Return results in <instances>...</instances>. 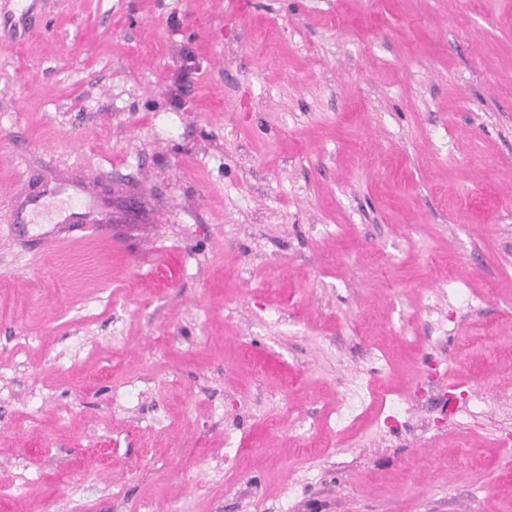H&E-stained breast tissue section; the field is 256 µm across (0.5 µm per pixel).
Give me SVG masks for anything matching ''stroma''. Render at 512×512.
<instances>
[{
    "label": "stroma",
    "instance_id": "35a3bbf8",
    "mask_svg": "<svg viewBox=\"0 0 512 512\" xmlns=\"http://www.w3.org/2000/svg\"><path fill=\"white\" fill-rule=\"evenodd\" d=\"M24 10L0 512H512V0ZM47 190L36 195H32L19 203L11 205L13 224H33L32 217L38 212L42 205V199Z\"/></svg>",
    "mask_w": 512,
    "mask_h": 512
}]
</instances>
